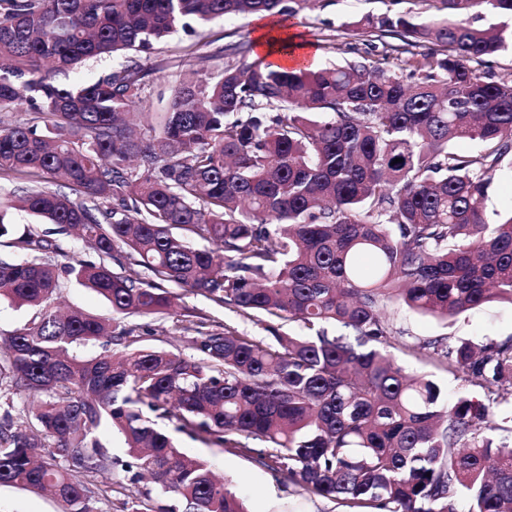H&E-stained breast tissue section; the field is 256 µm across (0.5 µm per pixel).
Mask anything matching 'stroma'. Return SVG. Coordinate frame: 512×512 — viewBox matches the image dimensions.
I'll return each mask as SVG.
<instances>
[{
  "instance_id": "1",
  "label": "stroma",
  "mask_w": 512,
  "mask_h": 512,
  "mask_svg": "<svg viewBox=\"0 0 512 512\" xmlns=\"http://www.w3.org/2000/svg\"><path fill=\"white\" fill-rule=\"evenodd\" d=\"M384 9L383 0H316L311 9L300 12L289 20L288 25L317 51L319 64L336 63L366 53L380 59L387 52L386 45L378 41L364 45L353 36L350 24L365 13ZM260 23V18L252 16L217 19L198 27L196 33L181 31L155 43L150 53L141 58L145 94L136 106L137 111H161L171 85L192 64L201 62L220 69L236 63L238 56L230 51V44L241 40L253 43ZM178 304V309L166 314L133 317L132 323L143 337V346L190 354L191 334L186 329L187 321L183 315L187 308L245 335L260 337L264 334L256 318L229 307L216 306L203 296L184 292ZM386 314L399 330L398 335L390 339L392 357L408 371L436 380L445 398L451 401L470 393L469 383L424 359L417 353V346L438 339L452 349L463 341L481 344L490 339L512 338V305L508 303L493 302L446 322L396 304L388 305ZM165 429L172 432L182 452L206 460L217 474L222 475L244 499L249 512H374L373 508L363 505L312 495L287 473L263 466L256 454L208 446L201 440L176 432L170 423Z\"/></svg>"
}]
</instances>
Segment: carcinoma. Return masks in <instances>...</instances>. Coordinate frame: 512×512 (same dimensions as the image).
<instances>
[{
	"label": "carcinoma",
	"instance_id": "cac0c4a2",
	"mask_svg": "<svg viewBox=\"0 0 512 512\" xmlns=\"http://www.w3.org/2000/svg\"><path fill=\"white\" fill-rule=\"evenodd\" d=\"M309 2L0 0V108L33 114L0 134V179H26L23 207L98 256L59 263V245L31 229L6 243L22 258H0V299L34 315L0 339V485L101 512L112 486L97 476L119 466L165 495L141 490L131 512H245L162 420L212 447L260 441L262 465L329 500L459 512L464 497L468 512H512V443L495 439L512 424L499 415L512 408V339L419 345L485 395L448 403L392 359L384 314L395 299L441 320L512 302V209L485 216L512 156V78L478 70L512 50V27L471 23L478 8L512 18V0H426L425 23L414 0H387L352 27L426 46L423 61L280 70L243 57L176 83L158 133L133 137L138 56L154 42L217 18L286 20ZM107 56L127 64L55 82ZM47 175L70 193L40 186ZM64 276L112 319L56 310ZM173 287L260 318L269 336L201 321L191 356L139 346L124 320L168 312ZM101 339L110 354L77 355ZM104 427L126 459L103 447Z\"/></svg>",
	"mask_w": 512,
	"mask_h": 512
}]
</instances>
